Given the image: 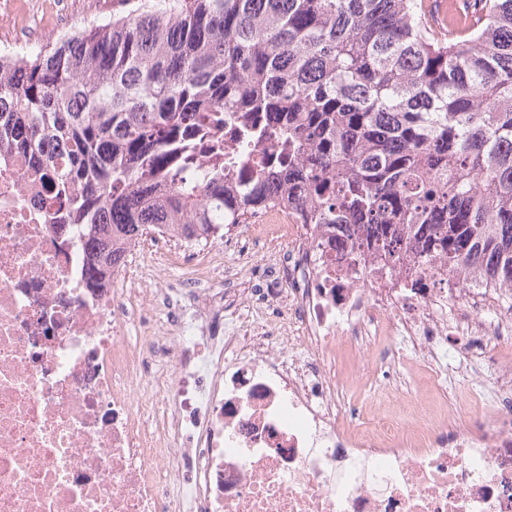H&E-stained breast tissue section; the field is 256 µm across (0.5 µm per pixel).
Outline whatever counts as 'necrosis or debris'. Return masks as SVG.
<instances>
[{
    "mask_svg": "<svg viewBox=\"0 0 512 512\" xmlns=\"http://www.w3.org/2000/svg\"><path fill=\"white\" fill-rule=\"evenodd\" d=\"M251 232L284 246L275 287H227L220 252H164L158 226L91 288L87 227L0 161V512H512V290L430 257L376 277L279 210ZM400 340L435 400L394 388ZM441 344L493 382L448 402ZM341 350L382 376L374 413Z\"/></svg>",
    "mask_w": 512,
    "mask_h": 512,
    "instance_id": "1",
    "label": "necrosis or debris"
}]
</instances>
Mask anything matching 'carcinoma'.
<instances>
[{"label": "carcinoma", "instance_id": "carcinoma-1", "mask_svg": "<svg viewBox=\"0 0 512 512\" xmlns=\"http://www.w3.org/2000/svg\"><path fill=\"white\" fill-rule=\"evenodd\" d=\"M122 3L0 54V154L53 221L105 228L93 287L153 224L204 238L275 205L350 225L378 276L425 255L512 285V0L443 31L426 0Z\"/></svg>", "mask_w": 512, "mask_h": 512}]
</instances>
